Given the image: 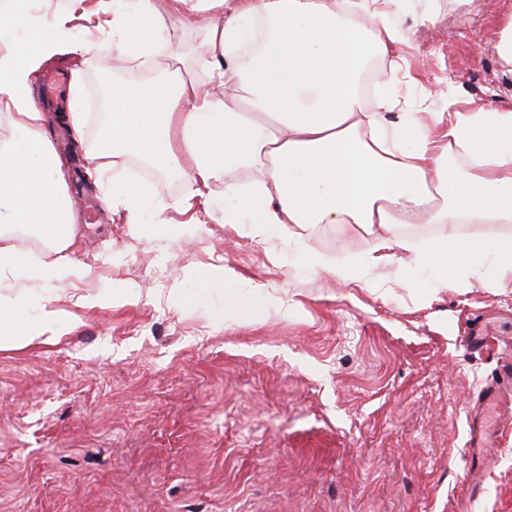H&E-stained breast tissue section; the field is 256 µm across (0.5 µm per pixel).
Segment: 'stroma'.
Listing matches in <instances>:
<instances>
[{"mask_svg":"<svg viewBox=\"0 0 512 512\" xmlns=\"http://www.w3.org/2000/svg\"><path fill=\"white\" fill-rule=\"evenodd\" d=\"M368 0L406 35L392 92L444 112L512 110V74L486 50L504 0ZM94 140L100 68L70 55ZM71 95L39 97L67 170L82 263L51 301L57 343L0 349V512H460L466 406L491 376L459 336L512 288L420 297L396 267L387 285L305 269L286 238L212 223L175 242L132 236L57 122ZM220 266L263 286L240 315L225 285L196 298L194 270ZM100 304L78 306L82 295ZM287 301L279 310L278 301ZM472 512H512V449L489 467Z\"/></svg>","mask_w":512,"mask_h":512,"instance_id":"obj_1","label":"stroma"}]
</instances>
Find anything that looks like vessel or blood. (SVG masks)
<instances>
[{
  "instance_id": "vessel-or-blood-1",
  "label": "vessel or blood",
  "mask_w": 512,
  "mask_h": 512,
  "mask_svg": "<svg viewBox=\"0 0 512 512\" xmlns=\"http://www.w3.org/2000/svg\"><path fill=\"white\" fill-rule=\"evenodd\" d=\"M460 343L471 354L492 358L496 363L495 375L473 398L468 412L471 433L467 454L476 465L467 469L460 493L469 508L481 501L486 492L488 464L480 452L486 428L494 429L498 444L512 442V344L481 318L465 329Z\"/></svg>"
}]
</instances>
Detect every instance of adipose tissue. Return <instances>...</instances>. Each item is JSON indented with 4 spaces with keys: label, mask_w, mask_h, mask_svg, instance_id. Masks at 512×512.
Listing matches in <instances>:
<instances>
[{
    "label": "adipose tissue",
    "mask_w": 512,
    "mask_h": 512,
    "mask_svg": "<svg viewBox=\"0 0 512 512\" xmlns=\"http://www.w3.org/2000/svg\"><path fill=\"white\" fill-rule=\"evenodd\" d=\"M82 4L6 0L0 12V104L12 124L0 138V347L62 337L48 300L27 287L67 283L79 234L33 76L48 58L93 46L102 66L144 74L113 83L105 139L85 150L131 234L177 241L188 229L156 223L125 174L130 159L191 185L171 209L201 204L213 223L245 225L257 238L274 228L297 241L318 224L369 235L368 249L335 261L300 250L306 267L331 278L372 283L394 264L427 268L437 288H512V233L457 231L512 223V111H401L381 62L404 33L385 15L361 0H96L87 12ZM77 11L95 24L96 45L71 27ZM426 224L439 225V236H411ZM21 234L50 261L16 249Z\"/></svg>",
    "instance_id": "obj_1"
}]
</instances>
